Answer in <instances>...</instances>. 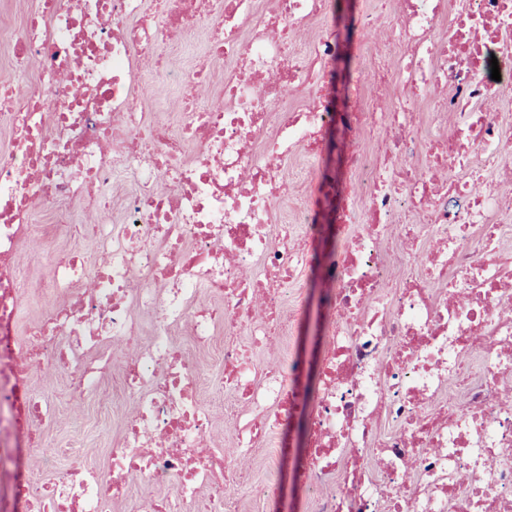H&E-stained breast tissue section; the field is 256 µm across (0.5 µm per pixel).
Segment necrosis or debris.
<instances>
[{
  "label": "necrosis or debris",
  "instance_id": "1",
  "mask_svg": "<svg viewBox=\"0 0 512 512\" xmlns=\"http://www.w3.org/2000/svg\"><path fill=\"white\" fill-rule=\"evenodd\" d=\"M339 0H33L0 36V512H230L242 457L263 444L267 502L306 438L301 512H512V0H364L339 31ZM357 35L361 86L345 110L328 88ZM193 54L183 71L175 52ZM224 94L205 101L213 62ZM148 65L182 103L176 126L140 103ZM500 80H492V69ZM429 133L420 136L417 114ZM341 130V139L331 131ZM342 153L337 175L325 159ZM302 163L288 167V160ZM136 188L114 199L121 173ZM297 197L274 223L287 186ZM331 196L343 224L322 262ZM120 222H113V210ZM93 217L92 252L52 249V225ZM49 262L45 312L23 323L21 247ZM326 289L322 380L295 414L293 351L307 273ZM194 348L224 338L225 397L263 411L229 450L205 441ZM279 343L272 360L255 351ZM124 354L134 407L104 467L72 455L36 487L22 458L50 459L53 399L31 371L96 392ZM175 485L141 509L128 480Z\"/></svg>",
  "mask_w": 512,
  "mask_h": 512
}]
</instances>
